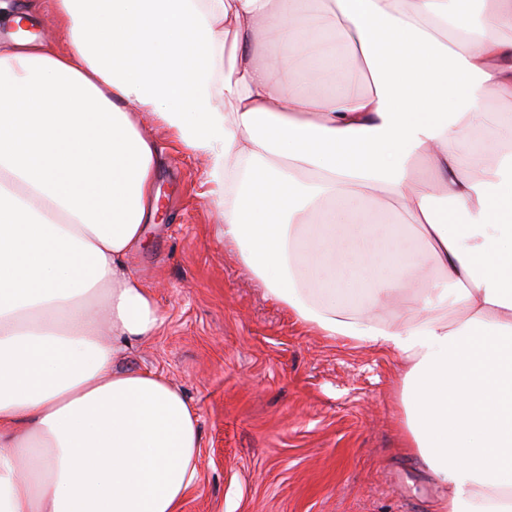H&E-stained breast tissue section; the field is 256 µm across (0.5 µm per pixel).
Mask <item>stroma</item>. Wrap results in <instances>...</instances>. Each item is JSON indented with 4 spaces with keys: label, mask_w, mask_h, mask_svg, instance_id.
Instances as JSON below:
<instances>
[{
    "label": "stroma",
    "mask_w": 512,
    "mask_h": 512,
    "mask_svg": "<svg viewBox=\"0 0 512 512\" xmlns=\"http://www.w3.org/2000/svg\"><path fill=\"white\" fill-rule=\"evenodd\" d=\"M160 210L132 261L165 316L126 362L165 374L200 414L182 512H435L399 445L398 357L333 342L265 298L217 235L209 170L162 129Z\"/></svg>",
    "instance_id": "35a3bbf8"
}]
</instances>
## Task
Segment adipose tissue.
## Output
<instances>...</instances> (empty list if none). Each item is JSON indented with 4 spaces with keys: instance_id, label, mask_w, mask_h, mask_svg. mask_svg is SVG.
I'll use <instances>...</instances> for the list:
<instances>
[{
    "instance_id": "ef3b65f1",
    "label": "adipose tissue",
    "mask_w": 512,
    "mask_h": 512,
    "mask_svg": "<svg viewBox=\"0 0 512 512\" xmlns=\"http://www.w3.org/2000/svg\"><path fill=\"white\" fill-rule=\"evenodd\" d=\"M0 41V512H181L199 413L124 363L164 316L131 265L151 118L208 156L219 235L269 300L395 353L442 512H512V0H51ZM369 85L305 93L304 72ZM396 203L373 225L367 202ZM400 299L381 317L373 306ZM41 10L38 18V25H31L27 27L34 35H36L38 41H44L59 45L61 42V32L48 22V12L51 10L50 1H39Z\"/></svg>"
}]
</instances>
